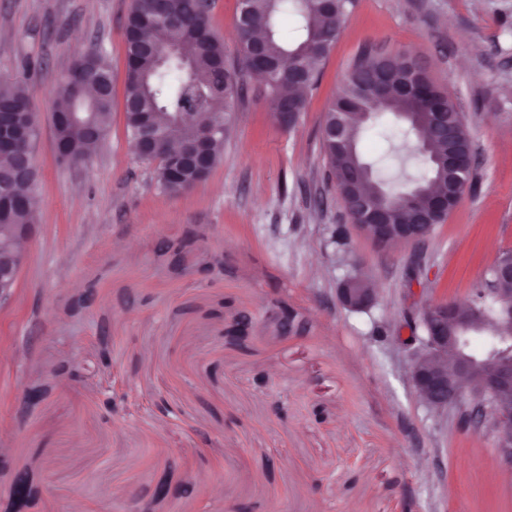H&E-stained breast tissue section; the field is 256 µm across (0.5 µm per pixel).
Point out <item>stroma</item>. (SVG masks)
<instances>
[{"mask_svg": "<svg viewBox=\"0 0 512 512\" xmlns=\"http://www.w3.org/2000/svg\"><path fill=\"white\" fill-rule=\"evenodd\" d=\"M131 5L0 0V84L41 117L38 222L0 308V512L20 473L39 493L29 512H512L495 433L430 411L403 343L425 302L469 301L512 252V0H354L297 123L248 79L221 161L180 194L127 135ZM93 46L112 65L111 128L62 164L55 90ZM366 48L420 61L472 136V185L416 248L358 231L322 148ZM350 276L376 288L369 311L340 305ZM39 384L48 395L25 405ZM165 477L193 493L153 502Z\"/></svg>", "mask_w": 512, "mask_h": 512, "instance_id": "35a3bbf8", "label": "stroma"}]
</instances>
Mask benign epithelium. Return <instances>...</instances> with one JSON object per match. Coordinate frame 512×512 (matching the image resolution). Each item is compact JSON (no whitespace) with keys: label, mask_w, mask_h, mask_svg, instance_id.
<instances>
[{"label":"benign epithelium","mask_w":512,"mask_h":512,"mask_svg":"<svg viewBox=\"0 0 512 512\" xmlns=\"http://www.w3.org/2000/svg\"><path fill=\"white\" fill-rule=\"evenodd\" d=\"M403 81L398 89L405 95L420 93L415 83L412 63L399 67ZM40 120L27 114L22 119L0 105V154L15 153L29 160L33 156L39 136ZM216 131L208 122L196 128L188 141L170 148L161 160L173 170L187 165L203 168L201 179H206L213 169L208 151L209 142ZM448 165L465 174L474 168V156L448 154ZM466 187L442 189L440 192L441 217L448 216V204H457ZM345 209L357 228L369 236L375 244L385 246L394 241L416 244L429 237L431 224H407L399 227L383 223L384 201H374L369 196L353 195L343 201ZM16 241L13 245L0 244V305L13 296L19 274L26 260L25 244L30 239L33 225L15 224ZM353 278L342 281L337 289L339 303L353 312L371 309L377 302L375 290L367 286L351 287ZM512 282V253L502 255L490 269L485 287L478 289L480 297L460 304L455 301L436 302L426 305L412 326L422 335L410 337L411 343H419L413 356L409 375L418 398L430 409L445 412L461 404L465 393L474 398L469 419L482 423L489 419L497 431V444L505 457L512 461V336H501L496 344L482 356L471 354L470 341L485 320L482 297L496 292L493 285Z\"/></svg>","instance_id":"7a95c632"}]
</instances>
